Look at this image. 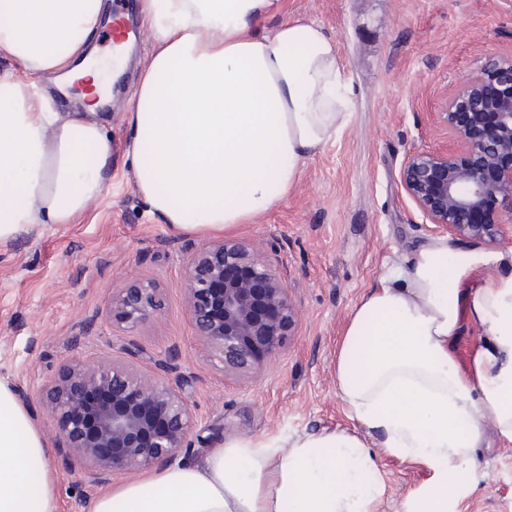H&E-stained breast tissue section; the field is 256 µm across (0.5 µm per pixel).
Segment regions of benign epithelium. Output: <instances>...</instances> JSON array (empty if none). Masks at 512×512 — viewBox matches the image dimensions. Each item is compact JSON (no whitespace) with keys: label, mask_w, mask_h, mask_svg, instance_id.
Masks as SVG:
<instances>
[{"label":"benign epithelium","mask_w":512,"mask_h":512,"mask_svg":"<svg viewBox=\"0 0 512 512\" xmlns=\"http://www.w3.org/2000/svg\"><path fill=\"white\" fill-rule=\"evenodd\" d=\"M439 119L453 150L417 151L401 171V184L426 221L450 234L492 245L512 237V225L485 204L507 209L512 220V55L488 56L456 86ZM183 290L186 314L209 366L251 377L293 335L299 311L281 276L259 245L222 240L191 249ZM163 310L160 289L131 282L112 290V324L131 333ZM137 344L95 365L80 357L62 363L39 391L49 413L61 465H84L91 485L117 471L135 474L190 448L197 421L178 356L146 372Z\"/></svg>","instance_id":"benign-epithelium-1"}]
</instances>
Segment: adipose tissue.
<instances>
[{
    "label": "adipose tissue",
    "instance_id": "obj_1",
    "mask_svg": "<svg viewBox=\"0 0 512 512\" xmlns=\"http://www.w3.org/2000/svg\"><path fill=\"white\" fill-rule=\"evenodd\" d=\"M284 0H141L151 36L126 109L131 179L179 232L219 235L285 201L306 160L349 124L351 88L324 26ZM104 0H0V243L34 224H71L107 184L100 112H57L44 75L89 79L112 65L93 43ZM275 19L261 30L259 23ZM486 269L473 279L476 269ZM485 329L456 358L463 316ZM336 388L356 431L285 440L227 437L198 459L101 493L92 512H377L374 450L420 461L403 512H457L486 423L512 443V250L438 238L386 266L352 309ZM28 408L0 382V512H55L58 478Z\"/></svg>",
    "mask_w": 512,
    "mask_h": 512
}]
</instances>
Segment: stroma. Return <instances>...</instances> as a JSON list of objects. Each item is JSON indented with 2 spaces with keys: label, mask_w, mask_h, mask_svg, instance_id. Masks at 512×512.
I'll list each match as a JSON object with an SVG mask.
<instances>
[{
  "label": "stroma",
  "mask_w": 512,
  "mask_h": 512,
  "mask_svg": "<svg viewBox=\"0 0 512 512\" xmlns=\"http://www.w3.org/2000/svg\"><path fill=\"white\" fill-rule=\"evenodd\" d=\"M286 10L325 26L353 87L352 118L336 141L306 161L286 201L233 232L263 244V259L299 310L297 329L253 377L205 366L181 288L187 250L204 239L163 224L131 183L124 112L152 51L144 43L112 83V173L103 196L75 223L38 225L0 245V381L30 392L26 406L45 439L53 427L37 390L74 351L72 337L85 356L117 353L109 303L128 281L163 292L164 315L133 339L146 369L175 351L191 378L198 423L187 457L227 436L358 430L336 389L344 328L386 264L439 237L405 194L401 170L412 153L446 146L438 114L447 93L486 57L512 54V0H286ZM487 437L458 512H512V444L492 431ZM376 462L386 485L378 512H402L426 468L382 451ZM48 465L59 478L58 512H91L99 489L83 480L80 462Z\"/></svg>",
  "instance_id": "35a3bbf8"
}]
</instances>
